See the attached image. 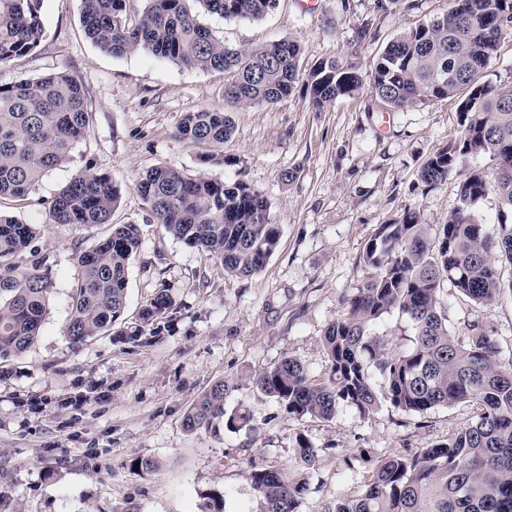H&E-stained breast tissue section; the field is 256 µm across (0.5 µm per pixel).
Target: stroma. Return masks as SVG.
Returning a JSON list of instances; mask_svg holds the SVG:
<instances>
[{"label": "stroma", "mask_w": 512, "mask_h": 512, "mask_svg": "<svg viewBox=\"0 0 512 512\" xmlns=\"http://www.w3.org/2000/svg\"><path fill=\"white\" fill-rule=\"evenodd\" d=\"M376 4L279 0L259 21L203 10L198 21L237 47L297 38L304 70L354 48L367 73L389 41L440 16L451 0H396L384 10ZM81 13V0H40L38 46L0 64V84L68 74L81 85L89 114L69 163L27 196L0 201L1 212L41 225L34 246L47 257L54 286L40 336L0 368V512H200L212 492L223 495L224 512H263L248 472L292 465L301 434L318 448L320 463L300 512H333L337 500L364 489L373 456L432 447L470 421L476 408L469 404L404 414L386 401L364 417L342 405L330 421L299 419L253 386L286 355L327 380L322 337L366 275L367 239L407 207L422 223L446 221L457 180L428 189L418 174L430 155L459 139L458 99L387 112L365 89L318 111L297 92L273 107L232 109L234 132L223 145L196 144L179 138L176 127L187 113L223 105V73L145 52L112 56L85 36ZM158 165L217 182L241 180L268 200L281 237L262 272L227 275L155 224L135 184ZM88 168L121 190L111 224L142 230L128 272V319L161 287L179 305L169 330L150 343L106 335L75 347L64 335L79 274L75 253L111 225L52 224L48 209ZM444 296L456 332L486 324L502 359L512 358L511 300L488 308L449 285ZM220 381L235 384L227 404L244 403L250 427L186 430L187 411ZM138 457L156 460L157 468H132Z\"/></svg>", "instance_id": "obj_1"}]
</instances>
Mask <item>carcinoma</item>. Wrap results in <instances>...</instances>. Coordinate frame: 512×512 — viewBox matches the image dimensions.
<instances>
[{
    "label": "carcinoma",
    "mask_w": 512,
    "mask_h": 512,
    "mask_svg": "<svg viewBox=\"0 0 512 512\" xmlns=\"http://www.w3.org/2000/svg\"><path fill=\"white\" fill-rule=\"evenodd\" d=\"M138 22L126 0H82L86 36L115 57L135 51L191 69L224 73V108L186 114L177 135L219 146L231 136L227 109L287 99L297 84L317 109L368 88L388 109L460 99V139L427 158L419 180L430 189L459 173L463 158L488 154L493 172L472 169L458 183L443 224H423L406 208L379 225L363 248L367 276L344 300V312L323 335L328 380L317 382L294 357L284 356L255 380L257 391L297 418L330 420L341 404L366 416L385 400L404 413L473 404L475 418L447 441L418 453L375 461L364 490L336 503L335 512H512V360L477 323L463 336L448 324L443 285L492 307L512 298V84L486 79L512 0H452L442 15L391 40L369 73L350 58L322 61L301 72V44L282 38L254 47L224 44L203 27L187 0H147ZM226 19L256 21L278 0H196ZM39 0H0V63L38 46ZM89 122L81 85L65 74L0 85V198L25 196L49 171L65 164ZM137 190L165 233L220 263L231 276L260 272L276 251L279 225L269 203L243 181L191 178L167 165L145 172ZM498 197L497 223L475 217L489 194ZM111 179L89 169L55 195L54 224H107L119 204ZM37 224L0 214V362L26 352L45 322L53 290L46 260L23 268ZM142 245L137 224H114L95 246L79 252L80 276L70 291L65 335L74 346L115 330L130 344L166 331L176 302L160 288L134 320L125 316L129 264ZM509 275H504V269ZM397 311L414 330L413 346L389 351L372 332ZM233 387L219 381L184 417L189 431L219 423L230 431L250 425L243 405L226 409ZM296 465L248 472L263 512H299L319 450L301 436Z\"/></svg>",
    "instance_id": "carcinoma-1"
}]
</instances>
